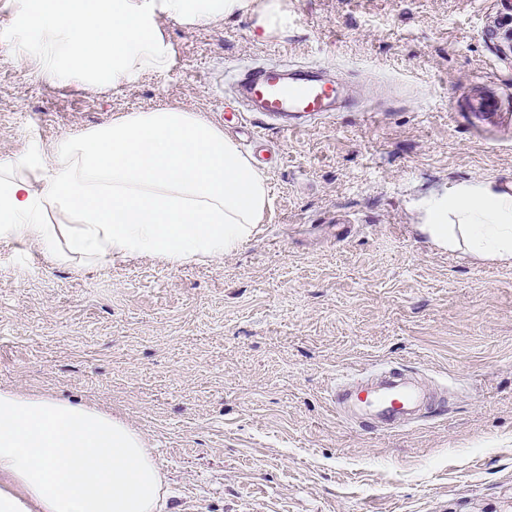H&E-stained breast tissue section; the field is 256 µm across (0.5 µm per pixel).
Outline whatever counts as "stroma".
<instances>
[{"mask_svg":"<svg viewBox=\"0 0 512 512\" xmlns=\"http://www.w3.org/2000/svg\"><path fill=\"white\" fill-rule=\"evenodd\" d=\"M188 25L115 88L51 80L0 39V159L178 107L264 171L255 234L204 264H56L0 240V389L85 403L148 439L164 512H512V265L435 247L423 202L512 193V0H280ZM318 67L357 106L276 121L227 82ZM496 103L495 115L479 108ZM399 365L435 394L391 431L336 413L337 378Z\"/></svg>","mask_w":512,"mask_h":512,"instance_id":"35a3bbf8","label":"stroma"}]
</instances>
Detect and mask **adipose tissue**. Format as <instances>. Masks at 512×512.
Listing matches in <instances>:
<instances>
[{"label":"adipose tissue","mask_w":512,"mask_h":512,"mask_svg":"<svg viewBox=\"0 0 512 512\" xmlns=\"http://www.w3.org/2000/svg\"><path fill=\"white\" fill-rule=\"evenodd\" d=\"M206 24L277 0H162ZM268 202L263 172L222 129L178 108L133 112L43 157L0 159V239L23 236L54 261L114 257L211 261L255 232ZM440 247L512 264V194L461 183L426 205ZM164 476L145 436L90 405L0 389V512H160Z\"/></svg>","instance_id":"ef3b65f1"}]
</instances>
